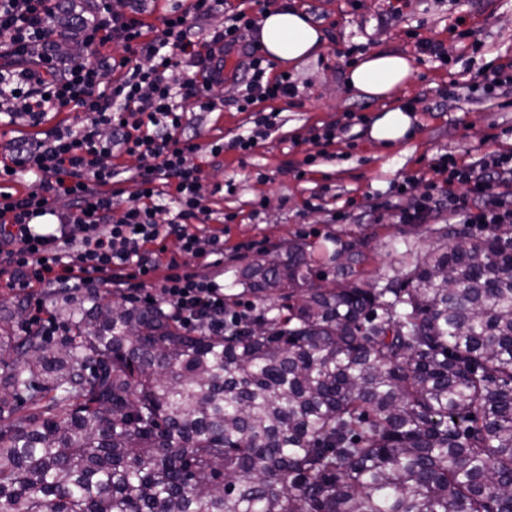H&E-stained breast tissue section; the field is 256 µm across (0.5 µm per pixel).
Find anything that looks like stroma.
I'll list each match as a JSON object with an SVG mask.
<instances>
[{
	"instance_id": "35a3bbf8",
	"label": "stroma",
	"mask_w": 512,
	"mask_h": 512,
	"mask_svg": "<svg viewBox=\"0 0 512 512\" xmlns=\"http://www.w3.org/2000/svg\"><path fill=\"white\" fill-rule=\"evenodd\" d=\"M300 11L315 7L324 47L315 59L293 70L297 97L280 102L277 131L247 160L228 151L220 165L207 168L203 194L231 179L234 192L217 206L235 214L224 227V245L246 241L284 245L303 239L322 242L328 232L348 229L351 241L365 251L364 279L391 276L400 268L406 247L427 249L435 222L407 233L397 223L393 183L427 173L433 159L444 154L473 161L489 152L512 151V96L486 100L460 94L440 108V90L449 83L465 85L480 68H493L512 59V0H405L400 20L383 23L387 0H294ZM468 11L481 29L483 47L452 40L449 28L458 12ZM450 44L459 63L442 65L417 61L409 31ZM378 51L414 58L409 84L400 101L412 102L416 134L412 140L384 147L368 135V123L384 109L383 101L362 102L349 90L350 67ZM234 63L224 69V83L211 93L212 111L190 110L187 119L199 143L231 139L251 128L254 113L237 111L233 101L240 86ZM365 105V123L356 125L351 143L324 147L309 131L341 124L347 111ZM374 200L376 210L361 212L359 203Z\"/></svg>"
}]
</instances>
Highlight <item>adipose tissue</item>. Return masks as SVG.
<instances>
[{
    "label": "adipose tissue",
    "mask_w": 512,
    "mask_h": 512,
    "mask_svg": "<svg viewBox=\"0 0 512 512\" xmlns=\"http://www.w3.org/2000/svg\"><path fill=\"white\" fill-rule=\"evenodd\" d=\"M257 36L266 57L282 66L303 63L317 56L323 47L321 32L305 14L289 5L264 11ZM413 71V62L406 56L374 53L350 71L347 86L370 99H388L407 86ZM414 122V115L396 104L375 118L369 136L389 147L412 137Z\"/></svg>",
    "instance_id": "1"
}]
</instances>
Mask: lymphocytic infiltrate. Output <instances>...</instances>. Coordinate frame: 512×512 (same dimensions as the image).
<instances>
[{"label": "lymphocytic infiltrate", "mask_w": 512, "mask_h": 512, "mask_svg": "<svg viewBox=\"0 0 512 512\" xmlns=\"http://www.w3.org/2000/svg\"><path fill=\"white\" fill-rule=\"evenodd\" d=\"M97 4L95 18L73 0H0V116L22 113L41 123L71 108L74 125L48 130L43 138L18 139L0 160V180L33 178L24 192L0 191V288L34 301L38 333L55 335L40 318L41 289L79 297L105 289L122 299L148 296L169 307L185 329L224 330V286L190 267L224 265V225L230 214L205 202V168L224 152L248 158L273 124L259 116L246 134L207 145L196 142L185 103L211 109L206 94L224 82V59L238 53L242 89L235 99L246 112L259 102L297 94L292 78L269 75L257 44L243 41L256 21L245 12L200 38L199 21L223 0H173L160 27L148 28L141 0ZM65 22L84 48L67 67L57 64L56 22ZM119 47L114 56L110 47ZM195 77L183 74L186 65ZM122 156L147 160L125 172ZM425 190L398 208L402 224L459 219L464 224H512V153H487L466 162L436 159ZM132 183L124 192L123 183ZM128 203H121V196ZM178 242L168 252L164 242Z\"/></svg>", "instance_id": "1"}]
</instances>
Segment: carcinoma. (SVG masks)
<instances>
[{"instance_id": "1", "label": "carcinoma", "mask_w": 512, "mask_h": 512, "mask_svg": "<svg viewBox=\"0 0 512 512\" xmlns=\"http://www.w3.org/2000/svg\"><path fill=\"white\" fill-rule=\"evenodd\" d=\"M435 233L372 282L336 233L266 249L222 336L90 293L53 344L0 306V512H512V225Z\"/></svg>"}]
</instances>
